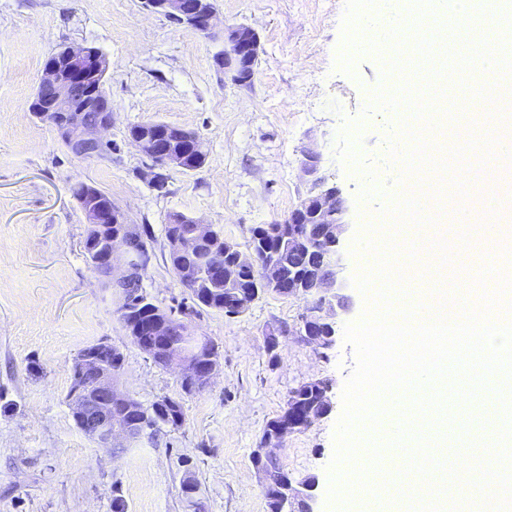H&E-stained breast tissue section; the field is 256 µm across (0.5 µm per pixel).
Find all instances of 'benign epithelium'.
<instances>
[{
  "label": "benign epithelium",
  "instance_id": "1",
  "mask_svg": "<svg viewBox=\"0 0 512 512\" xmlns=\"http://www.w3.org/2000/svg\"><path fill=\"white\" fill-rule=\"evenodd\" d=\"M142 7L149 13L177 19L208 38L216 36L215 0H142ZM222 40L224 47L216 52V63L232 70L238 82H249L253 79L251 64L259 49L257 33L246 25H226L222 29ZM110 68V59L98 48L84 43L64 44L63 50L51 56L43 66L40 83L50 86L53 96L49 108L38 109L37 118L50 123L61 139L82 141L98 150L111 146L110 141L106 139V134L115 123L110 104L104 105L103 117L97 124L86 125L81 120L82 112L101 105L97 89ZM76 84L89 86V96L81 103L72 100V88ZM128 140L151 162L148 171L144 173V177L150 181L158 170H187L184 165L182 142H200L197 133L182 126L179 127L176 136L172 137L165 123L153 120L142 122L140 128L129 134ZM320 163L319 153L305 151L303 171L312 177V190L288 215V225L269 226L267 232L261 233V237H266L268 233L279 235L286 230L288 244L303 241L313 249L327 252V267L317 270L307 283L292 277L287 279L281 266L268 259L252 244L247 253L240 251L236 246L231 248V251L235 252V264L232 266L233 274L226 278L227 282H232L235 279L234 272L243 267L252 272L257 282L270 289L286 292L290 296L312 297L299 317L297 335L316 351L331 348L335 336L316 334L314 325L335 326L333 316L347 310L350 305V297L341 293V290L345 289V284L338 280L340 255L337 245L346 226V199L339 188L327 185L323 178L318 176ZM80 208L83 223L89 226L122 225L120 232L109 236L100 244L99 254L89 260V264L108 269L109 279L115 290V312L119 319L124 320L131 314L132 307L140 304V300L129 298L124 284L144 273L134 251L136 225L130 223L125 209L117 204L111 206L102 203L97 194L87 198L80 204ZM332 288L336 289V292H330ZM145 336H188L192 338L193 344L199 347L207 343V339L193 335L188 323L169 315L145 327H129L130 342L152 357L154 348L150 342L143 340ZM171 349L173 352L165 366L176 367L182 379H196V391L207 389L219 372V363L211 361L200 366L192 360L191 353L178 345H172ZM72 369L75 370V384L67 402L82 425L90 430L92 440L114 452L133 441L145 438L143 431L132 430L117 422L108 411V401L114 398L124 399L128 392L118 387V375L105 367L99 350L93 349L82 354L74 360ZM320 418L322 415L311 408H306L299 413L298 421L266 433L259 447L253 450V464L260 475L265 498H278L280 494L271 492L275 484L265 473L262 462L274 456V449L280 447L286 435L305 430ZM283 483L287 495L282 506L287 512H314V478H307L294 486L291 480L285 477Z\"/></svg>",
  "mask_w": 512,
  "mask_h": 512
}]
</instances>
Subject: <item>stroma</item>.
<instances>
[{
    "instance_id": "1",
    "label": "stroma",
    "mask_w": 512,
    "mask_h": 512,
    "mask_svg": "<svg viewBox=\"0 0 512 512\" xmlns=\"http://www.w3.org/2000/svg\"><path fill=\"white\" fill-rule=\"evenodd\" d=\"M217 8L219 24H244L259 37L251 83L217 70L219 43L147 13L141 0H0V512H111L117 489L129 512H267L251 452L289 392L312 379L330 383L332 409L287 435L277 457L290 478L316 477L314 512H331L333 434L356 362L343 329L365 305L351 284L362 262L351 245L365 226L388 222L386 207L408 189L389 158L390 132L405 114L369 105L387 80L385 59L362 48L353 73L339 68L345 0H217ZM65 41L99 47L112 62L105 87L115 116L108 137L117 148L93 159L71 154L29 110L45 61ZM146 120L189 128L208 151L199 170L167 171L163 196L126 139L130 126ZM308 148L348 206L339 253L351 306L336 318L335 343L319 352L281 334L303 310L296 297L268 292L236 317L201 311L192 328L218 346L221 370L208 389L184 396L176 368L156 365L130 343L111 289L86 261V226L69 188L94 184L132 223L150 226L155 258L143 286L177 314L190 299L167 260V214L202 218L248 250L254 225L285 220L308 192L301 171ZM462 178L469 209L494 191L512 225V169L499 155ZM417 190L438 199L431 235L450 244L462 268L438 290L411 261L407 287L422 303L444 292L472 296V275L490 254L468 226L451 222L453 192L443 175L424 176ZM274 332L279 345L270 352L264 338ZM101 340L122 350L120 384L140 402L182 400L180 428L115 456L77 427L66 399L71 365ZM471 408L458 400L451 427L428 426L431 449L470 443L484 426ZM189 476L200 488L196 508L181 494Z\"/></svg>"
}]
</instances>
